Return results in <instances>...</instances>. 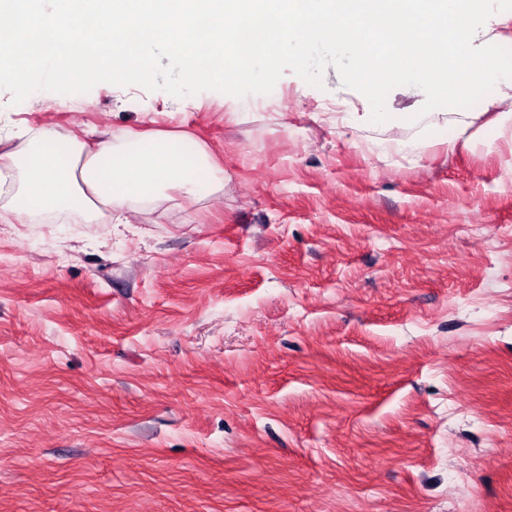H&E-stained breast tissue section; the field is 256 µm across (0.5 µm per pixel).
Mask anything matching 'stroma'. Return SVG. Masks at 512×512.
Returning a JSON list of instances; mask_svg holds the SVG:
<instances>
[{
	"mask_svg": "<svg viewBox=\"0 0 512 512\" xmlns=\"http://www.w3.org/2000/svg\"><path fill=\"white\" fill-rule=\"evenodd\" d=\"M287 100L0 90V151L183 135L135 223H0V512H512V121L419 161Z\"/></svg>",
	"mask_w": 512,
	"mask_h": 512,
	"instance_id": "1",
	"label": "stroma"
}]
</instances>
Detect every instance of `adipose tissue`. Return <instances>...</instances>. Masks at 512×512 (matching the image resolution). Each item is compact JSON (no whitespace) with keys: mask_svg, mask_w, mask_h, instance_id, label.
Masks as SVG:
<instances>
[{"mask_svg":"<svg viewBox=\"0 0 512 512\" xmlns=\"http://www.w3.org/2000/svg\"><path fill=\"white\" fill-rule=\"evenodd\" d=\"M181 141L171 133L146 140L127 132L91 148L75 135L39 130L23 148L0 152V187L7 189L0 222L25 224L52 211L95 220L113 210L128 224L141 207L166 199L169 188L194 200L197 173L213 165L205 148L188 153Z\"/></svg>","mask_w":512,"mask_h":512,"instance_id":"obj_1","label":"adipose tissue"}]
</instances>
